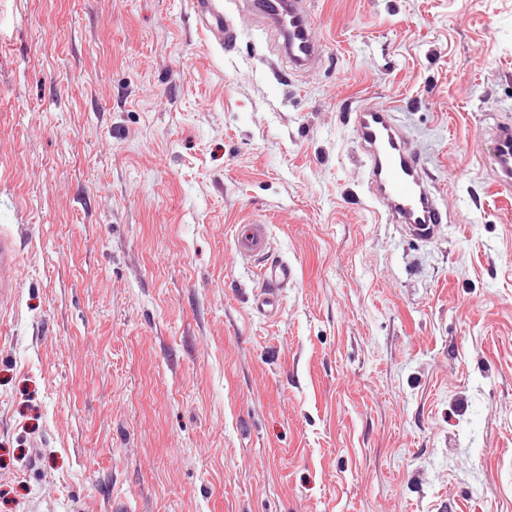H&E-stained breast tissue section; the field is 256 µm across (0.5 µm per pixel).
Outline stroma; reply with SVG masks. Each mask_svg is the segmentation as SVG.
Returning <instances> with one entry per match:
<instances>
[{
    "instance_id": "1",
    "label": "stroma",
    "mask_w": 512,
    "mask_h": 512,
    "mask_svg": "<svg viewBox=\"0 0 512 512\" xmlns=\"http://www.w3.org/2000/svg\"><path fill=\"white\" fill-rule=\"evenodd\" d=\"M0 0V512H512V0ZM391 108L448 214L364 187ZM244 218L292 264L275 315ZM193 5L202 27L214 42L224 46L236 41L238 28L233 20L224 14L223 0H193ZM257 3L261 12L284 40V53L299 68L308 65L319 52L310 36L307 0H263ZM492 163L502 189L510 191L512 187V127H497L493 135ZM15 266L12 259V246L10 241L0 234V311L9 305L12 293L4 289L6 274L14 275Z\"/></svg>"
}]
</instances>
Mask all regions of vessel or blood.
<instances>
[{
    "mask_svg": "<svg viewBox=\"0 0 512 512\" xmlns=\"http://www.w3.org/2000/svg\"><path fill=\"white\" fill-rule=\"evenodd\" d=\"M202 27L219 45L236 41L238 28L224 12V0H193ZM259 8L268 23L284 40V53L299 68L306 67L319 52L310 36L307 0H260ZM354 127L366 169V191L391 223L414 236L430 240L439 232L444 215L434 193L426 185L415 152L395 124L390 110L366 106L359 109ZM492 163L502 189L512 188V127H497L493 135ZM239 256L261 262L262 286L256 294L257 310L272 315L279 306V292L295 277L288 261L269 259L270 237L266 224L249 220L238 225L234 238ZM10 241L0 236V308L12 295L5 278L14 274Z\"/></svg>",
    "mask_w": 512,
    "mask_h": 512,
    "instance_id": "1",
    "label": "vessel or blood"
}]
</instances>
